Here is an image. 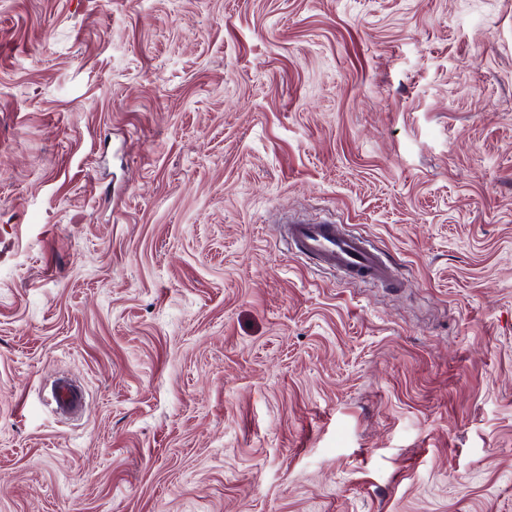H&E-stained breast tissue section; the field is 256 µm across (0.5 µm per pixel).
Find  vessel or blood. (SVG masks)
Masks as SVG:
<instances>
[{"mask_svg":"<svg viewBox=\"0 0 512 512\" xmlns=\"http://www.w3.org/2000/svg\"><path fill=\"white\" fill-rule=\"evenodd\" d=\"M284 239L300 253L344 273L352 282L388 286L397 283L392 268L377 249L331 220H289ZM52 400L61 410L75 409L81 403L78 391L66 380L57 383Z\"/></svg>","mask_w":512,"mask_h":512,"instance_id":"1","label":"vessel or blood"}]
</instances>
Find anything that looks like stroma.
I'll return each mask as SVG.
<instances>
[{"label": "stroma", "mask_w": 512, "mask_h": 512, "mask_svg": "<svg viewBox=\"0 0 512 512\" xmlns=\"http://www.w3.org/2000/svg\"><path fill=\"white\" fill-rule=\"evenodd\" d=\"M0 512H512V0H0ZM283 238L302 254L344 273L354 283L395 286L396 275L378 250L340 225L289 220ZM52 400L57 409L72 410L81 404L78 391L68 380H61L52 391Z\"/></svg>", "instance_id": "1"}]
</instances>
